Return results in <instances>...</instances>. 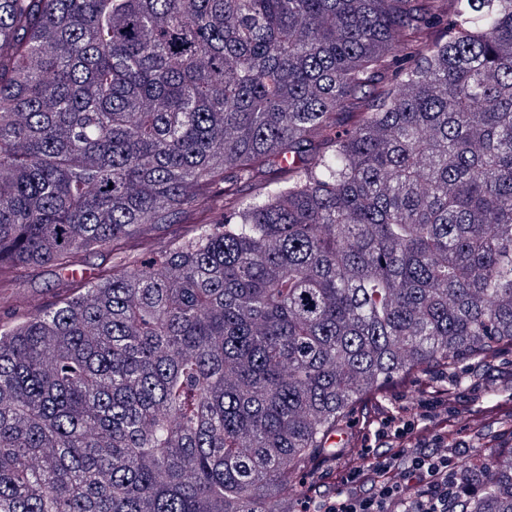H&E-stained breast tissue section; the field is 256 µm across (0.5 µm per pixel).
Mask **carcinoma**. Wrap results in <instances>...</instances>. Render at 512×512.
<instances>
[{"label": "carcinoma", "mask_w": 512, "mask_h": 512, "mask_svg": "<svg viewBox=\"0 0 512 512\" xmlns=\"http://www.w3.org/2000/svg\"><path fill=\"white\" fill-rule=\"evenodd\" d=\"M455 2L0 0V282L203 215L0 325V512H273L512 347V0ZM466 475L512 512V448ZM373 412L368 413L364 403L357 407L355 412L347 420L343 433L338 436L340 439L334 448H361L365 443L371 447L378 444L375 441L374 433L377 429L376 417ZM371 416V417H370Z\"/></svg>", "instance_id": "obj_1"}]
</instances>
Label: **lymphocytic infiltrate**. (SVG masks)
<instances>
[{"mask_svg": "<svg viewBox=\"0 0 512 512\" xmlns=\"http://www.w3.org/2000/svg\"><path fill=\"white\" fill-rule=\"evenodd\" d=\"M384 444L364 465L338 456L335 495L310 499L303 512H457L476 485L464 475V454L444 446L433 425L386 416L379 429Z\"/></svg>", "mask_w": 512, "mask_h": 512, "instance_id": "obj_1", "label": "lymphocytic infiltrate"}]
</instances>
